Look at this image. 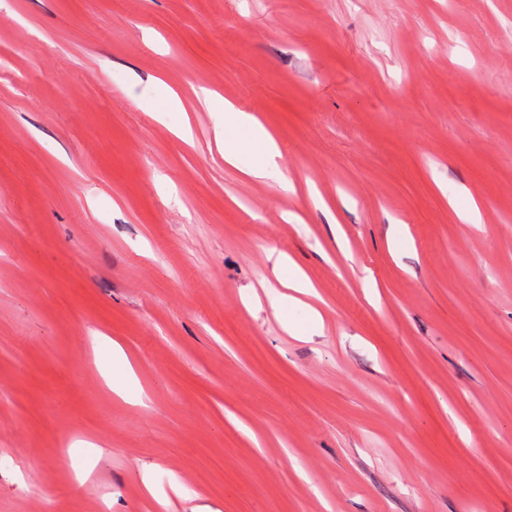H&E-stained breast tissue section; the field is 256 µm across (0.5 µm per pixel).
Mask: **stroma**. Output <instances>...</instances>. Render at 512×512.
Here are the masks:
<instances>
[{
	"mask_svg": "<svg viewBox=\"0 0 512 512\" xmlns=\"http://www.w3.org/2000/svg\"><path fill=\"white\" fill-rule=\"evenodd\" d=\"M200 86L291 190L225 163ZM175 478L512 512V0H0V512H186ZM200 103L212 110H224V126L216 134L217 144L224 146V161L237 166L240 159L241 139L253 146L260 155L257 164L241 169L248 178L256 181H273L280 188L288 189V179L282 171L281 153L272 135L249 112L241 111L224 99L217 98L206 87L195 92ZM285 266V260L281 255L278 256L273 271L283 285L299 294H312L313 287L310 282L294 268L288 271V280H282V272Z\"/></svg>",
	"mask_w": 512,
	"mask_h": 512,
	"instance_id": "stroma-1",
	"label": "stroma"
}]
</instances>
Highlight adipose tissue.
<instances>
[{
    "instance_id": "adipose-tissue-1",
    "label": "adipose tissue",
    "mask_w": 512,
    "mask_h": 512,
    "mask_svg": "<svg viewBox=\"0 0 512 512\" xmlns=\"http://www.w3.org/2000/svg\"><path fill=\"white\" fill-rule=\"evenodd\" d=\"M196 97L212 110H223L224 126L216 134L218 145L224 148V160L235 165L240 159V144L248 142L260 155L258 163L245 168L244 174L256 181H273L287 188L288 180L282 171L281 153L272 135L251 113L241 111L226 100L217 98L206 87H199Z\"/></svg>"
}]
</instances>
